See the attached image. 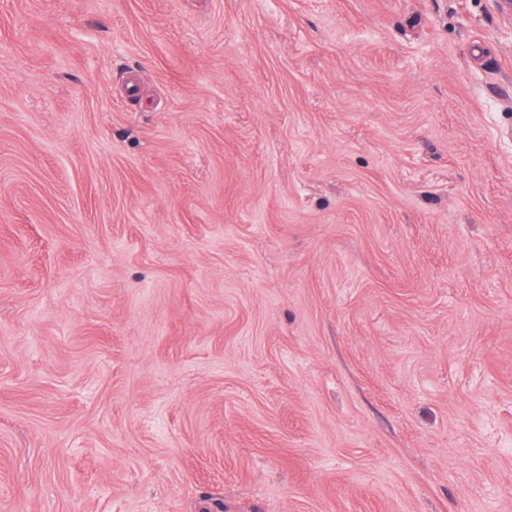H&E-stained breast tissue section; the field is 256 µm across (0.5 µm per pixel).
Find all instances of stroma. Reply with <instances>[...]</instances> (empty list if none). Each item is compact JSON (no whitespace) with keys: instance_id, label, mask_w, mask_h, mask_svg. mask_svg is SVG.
Masks as SVG:
<instances>
[{"instance_id":"1","label":"stroma","mask_w":512,"mask_h":512,"mask_svg":"<svg viewBox=\"0 0 512 512\" xmlns=\"http://www.w3.org/2000/svg\"><path fill=\"white\" fill-rule=\"evenodd\" d=\"M0 512H512V10L0 0Z\"/></svg>"}]
</instances>
